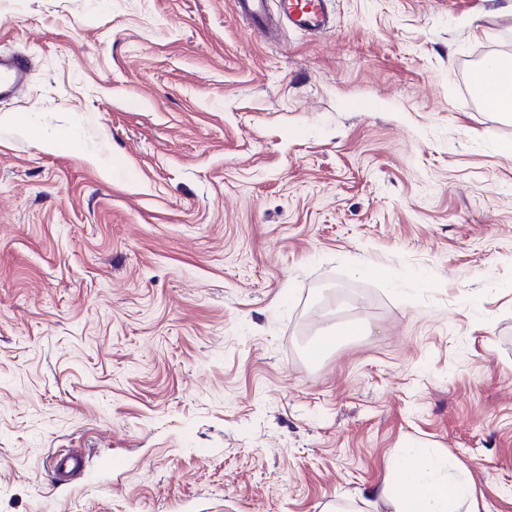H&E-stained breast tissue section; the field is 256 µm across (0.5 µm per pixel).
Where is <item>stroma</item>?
Instances as JSON below:
<instances>
[{
    "label": "stroma",
    "instance_id": "stroma-1",
    "mask_svg": "<svg viewBox=\"0 0 512 512\" xmlns=\"http://www.w3.org/2000/svg\"><path fill=\"white\" fill-rule=\"evenodd\" d=\"M329 8L0 0V512H385L410 445L512 512V0ZM266 3L267 0H233L232 6L237 15L248 21L251 30H260L272 25ZM282 17L292 28L304 32L329 29L327 0H277ZM30 73L29 60L23 55L0 58V98L16 96ZM479 77L481 79L480 88L483 84L494 86L498 82L499 72L495 68H484L480 70ZM489 103L493 102L497 108H500L504 115L511 117L512 112V62L509 61V68L506 69L499 78L498 85L486 95ZM355 332V326L327 325L318 336L308 345L307 355L316 358L334 343L339 344L345 336H351ZM84 469V458L80 452L68 450L58 453L53 461V474L58 482L67 481Z\"/></svg>",
    "mask_w": 512,
    "mask_h": 512
}]
</instances>
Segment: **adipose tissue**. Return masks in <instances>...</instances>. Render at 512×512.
<instances>
[{"instance_id": "adipose-tissue-1", "label": "adipose tissue", "mask_w": 512, "mask_h": 512, "mask_svg": "<svg viewBox=\"0 0 512 512\" xmlns=\"http://www.w3.org/2000/svg\"><path fill=\"white\" fill-rule=\"evenodd\" d=\"M377 495L387 512H478L471 482L452 474L447 458L425 448L394 457Z\"/></svg>"}]
</instances>
